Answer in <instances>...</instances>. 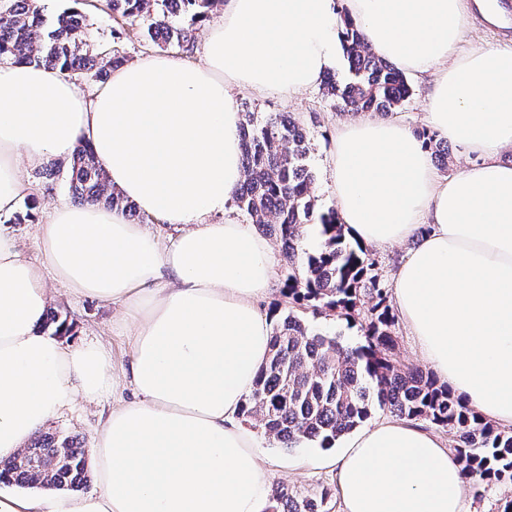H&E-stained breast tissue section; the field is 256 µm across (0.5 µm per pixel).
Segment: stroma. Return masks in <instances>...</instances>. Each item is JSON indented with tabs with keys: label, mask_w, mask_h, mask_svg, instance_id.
Returning a JSON list of instances; mask_svg holds the SVG:
<instances>
[{
	"label": "stroma",
	"mask_w": 512,
	"mask_h": 512,
	"mask_svg": "<svg viewBox=\"0 0 512 512\" xmlns=\"http://www.w3.org/2000/svg\"><path fill=\"white\" fill-rule=\"evenodd\" d=\"M42 5L45 15L50 18L73 9L86 13L94 33V49L99 56L108 58L119 53L132 61L156 51L155 46L144 37L140 26L124 24L120 18L112 16L103 0H98L93 6L88 5L87 0H42ZM408 84L411 95L393 112L392 118L418 133L427 127L424 114L429 110L431 81L412 76ZM234 99L243 113L253 112L263 116L269 112H288L299 120L308 136L309 163L319 196L318 204L324 211L335 208L329 163L333 132L338 123L347 120V112L325 95L318 85L289 99L278 95L258 96L239 90L235 91ZM69 171L70 160L66 157H50L41 165L27 170L24 178L30 183L33 194L20 202L14 213L4 218L30 259L39 256L35 229L44 218L46 208L72 201ZM50 286L54 290L50 308L65 319L67 326L66 331L59 333V340L73 345L102 343L110 353L113 370L121 371L130 356V341L128 330L122 325L120 307L72 296L64 284L55 280L51 281ZM111 404L112 400L107 396L93 403L76 399L72 408L52 419L45 430L72 438L77 446L91 449ZM253 435L257 451L270 462L267 479L271 488L327 491L331 512H340V498L332 470L327 464L328 459L336 456V449L322 450L312 444L284 448L258 427L254 428Z\"/></svg>",
	"instance_id": "obj_1"
}]
</instances>
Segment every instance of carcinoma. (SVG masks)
<instances>
[{
  "mask_svg": "<svg viewBox=\"0 0 512 512\" xmlns=\"http://www.w3.org/2000/svg\"><path fill=\"white\" fill-rule=\"evenodd\" d=\"M219 0H181L182 12L205 14ZM130 25L146 28L160 47L190 50V33L170 21L171 0H106ZM343 23L348 75L327 74L326 95L354 113L387 116L410 97L402 74L376 55L358 25ZM93 34L78 11L48 21L36 0H0V61L58 68L75 80L103 81L124 57L104 60L93 53ZM244 180L235 202L259 229L275 237L283 257L285 308L277 312L270 357L260 369L242 417L285 448L316 442L329 449L356 429L374 407L406 420L448 430L466 479L479 485L512 482V431H499L458 401L431 374L396 359L395 316L390 289L377 261L352 245L336 210L321 211L309 167L305 133L293 119L270 112L245 114L241 127ZM69 189L81 205L131 211L87 144L74 151ZM315 227L318 246L302 247L303 228ZM337 315L365 322V344H342L308 315ZM85 451L65 438L37 436L17 456L0 462V483L39 489H74L85 477ZM328 493L275 492L274 512H329Z\"/></svg>",
  "mask_w": 512,
  "mask_h": 512,
  "instance_id": "cac0c4a2",
  "label": "carcinoma"
}]
</instances>
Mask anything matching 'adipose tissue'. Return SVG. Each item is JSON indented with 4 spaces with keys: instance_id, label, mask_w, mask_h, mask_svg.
<instances>
[{
    "instance_id": "adipose-tissue-1",
    "label": "adipose tissue",
    "mask_w": 512,
    "mask_h": 512,
    "mask_svg": "<svg viewBox=\"0 0 512 512\" xmlns=\"http://www.w3.org/2000/svg\"><path fill=\"white\" fill-rule=\"evenodd\" d=\"M347 11L375 53L431 76L426 121L478 163L438 176L394 120L337 125L338 220L367 247L405 244L394 308L439 381L483 419L512 426V48L464 47L468 0H226L204 61L150 54L93 93L59 69L0 64V218L29 168L89 144L162 240L120 209L54 207L30 260L0 222V460L77 397H112L88 494H1L0 512H267L266 462L241 409L270 353L258 304L269 240L227 215L244 179L233 90L292 96L319 83ZM428 233H421V226ZM123 306L121 375L101 345L41 333L53 294ZM341 512H469L458 457L434 433L385 420L332 462Z\"/></svg>"
}]
</instances>
